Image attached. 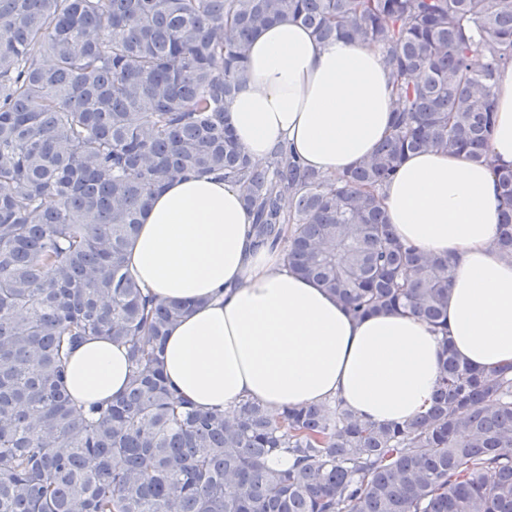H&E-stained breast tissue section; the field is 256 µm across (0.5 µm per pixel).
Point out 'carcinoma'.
Masks as SVG:
<instances>
[{
	"mask_svg": "<svg viewBox=\"0 0 512 512\" xmlns=\"http://www.w3.org/2000/svg\"><path fill=\"white\" fill-rule=\"evenodd\" d=\"M281 18L380 49L393 80L390 135L334 179L281 151L253 164L226 119L251 39ZM509 65L512 0H0V512H512V365L459 358L449 259L401 241L379 197L412 153L486 164L512 260V168L490 145ZM186 172L239 186L260 243L292 225L288 265L354 317L431 326L430 408L375 425L334 401L272 417L244 400L231 418L180 401L162 353L187 307L147 299L126 253ZM91 336L124 343L131 367L95 415L65 388Z\"/></svg>",
	"mask_w": 512,
	"mask_h": 512,
	"instance_id": "carcinoma-1",
	"label": "carcinoma"
}]
</instances>
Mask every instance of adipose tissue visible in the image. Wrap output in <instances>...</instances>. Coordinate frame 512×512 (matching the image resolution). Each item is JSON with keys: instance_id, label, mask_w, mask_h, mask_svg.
<instances>
[{"instance_id": "ef3b65f1", "label": "adipose tissue", "mask_w": 512, "mask_h": 512, "mask_svg": "<svg viewBox=\"0 0 512 512\" xmlns=\"http://www.w3.org/2000/svg\"><path fill=\"white\" fill-rule=\"evenodd\" d=\"M491 152L512 167V67L496 74ZM393 87L378 50L315 40L283 20L248 50L246 78L228 104L244 151L277 150L333 177L370 157L390 134ZM397 237L452 262L448 334L458 356L484 370L512 364V260L501 257L499 199L491 167L464 155H409L380 192ZM241 190L187 176L153 198L127 255L145 292L191 302L169 330L163 370L197 409L233 410L249 398L270 413L342 399L361 420L404 422L425 412L440 348L417 318L386 311L363 319L293 273L280 246L258 243ZM66 388L91 408L129 384L124 346L106 336L76 347Z\"/></svg>"}]
</instances>
